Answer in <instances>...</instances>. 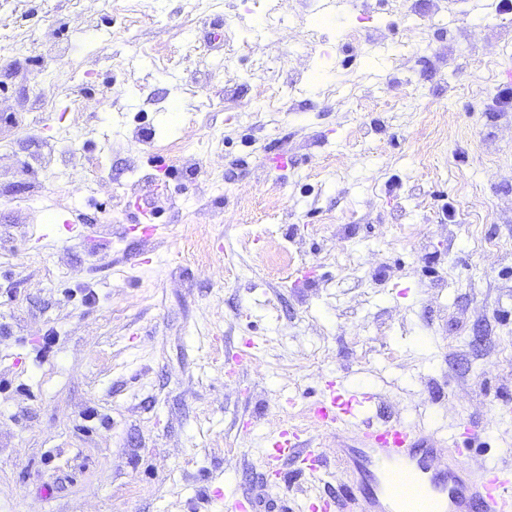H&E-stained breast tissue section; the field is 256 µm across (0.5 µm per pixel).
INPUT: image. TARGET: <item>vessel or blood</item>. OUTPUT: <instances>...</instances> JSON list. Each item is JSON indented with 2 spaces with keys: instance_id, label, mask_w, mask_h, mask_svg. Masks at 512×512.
<instances>
[{
  "instance_id": "1",
  "label": "vessel or blood",
  "mask_w": 512,
  "mask_h": 512,
  "mask_svg": "<svg viewBox=\"0 0 512 512\" xmlns=\"http://www.w3.org/2000/svg\"><path fill=\"white\" fill-rule=\"evenodd\" d=\"M378 402L371 387L340 376L309 409L315 429L340 447L343 496L357 512H512L511 465H472L456 438L413 421L374 422ZM258 455L275 477L291 458L301 460L312 480L326 473L307 430L294 425L261 435ZM246 499L236 478H226L227 512H242Z\"/></svg>"
}]
</instances>
